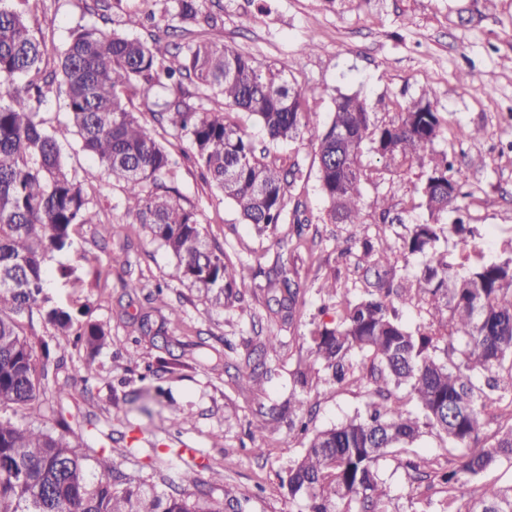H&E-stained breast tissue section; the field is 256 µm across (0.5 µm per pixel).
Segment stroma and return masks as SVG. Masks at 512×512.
<instances>
[{
    "mask_svg": "<svg viewBox=\"0 0 512 512\" xmlns=\"http://www.w3.org/2000/svg\"><path fill=\"white\" fill-rule=\"evenodd\" d=\"M93 0H41L29 17L44 43L45 64L57 65L71 32L78 26L100 24ZM203 12L224 24L223 40L237 51L275 67L298 87L318 88L314 110L327 123L337 93L365 97L379 117L388 101L419 96L431 87L439 112L454 123L483 128L478 139L456 143L453 136L440 148L455 150L459 177L474 199L469 221L481 232L486 259L499 256L512 239V0H203ZM154 13V23L144 16ZM162 0H122L112 16V29L131 37L149 38L154 27L171 24ZM316 39L314 52L300 46ZM470 72L474 81H462ZM166 147L179 165L167 177L174 197L195 211L210 243L219 245L236 263L261 266L239 288L244 300L227 309L206 302L174 276L175 260L153 242L138 220L127 214L124 193L105 169L75 142L62 143L61 152L75 169L98 211L100 225L75 229L73 245L49 255L46 266L53 291L75 312L104 323L110 338L87 360L84 352L59 355V335L41 320L33 330L51 346V369L41 397L43 424L57 415L85 431L93 448H106L128 476L149 481L165 476L180 486L187 465L197 468L194 493L220 500L225 487L247 497L246 512H302L281 478L303 451L302 438L288 425L287 414L259 417L260 404L287 407L290 373L311 359L301 340L310 319L331 324L336 310L320 292L323 282L360 294L368 265L361 252L340 258L337 239L350 233L390 245L398 266L418 274L421 260L402 252L393 227L384 224H330L319 190L317 162L307 138L279 145L283 161L303 164L304 175L294 193L305 201L311 217L314 248H300L295 257L298 278L306 291L300 318L287 322L275 315L262 288L264 272L277 259L278 243L287 239L291 224L258 234L244 224L233 204L203 177L186 157L188 142L166 136ZM422 180L420 167L388 175L363 188L366 198L384 195L396 207L413 195ZM137 291H129L130 283ZM164 284V303L150 311L147 297L155 284ZM180 319L166 323L169 307ZM150 313L156 335L133 331L131 323ZM279 336L277 354L260 356L258 337ZM270 371L262 388L245 384L242 373L253 368ZM309 428L324 429L365 409L362 390L319 383L309 394ZM263 455H256L255 447ZM388 487V512H428L441 498L437 489L415 482L397 456L380 464Z\"/></svg>",
    "mask_w": 512,
    "mask_h": 512,
    "instance_id": "stroma-1",
    "label": "stroma"
}]
</instances>
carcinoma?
Listing matches in <instances>:
<instances>
[{
  "label": "carcinoma",
  "mask_w": 512,
  "mask_h": 512,
  "mask_svg": "<svg viewBox=\"0 0 512 512\" xmlns=\"http://www.w3.org/2000/svg\"><path fill=\"white\" fill-rule=\"evenodd\" d=\"M11 2L5 7L0 0V512H245L242 500L227 490L224 500L202 503L122 475L112 455L83 453V435L63 418L54 429L1 415L7 409L30 417L41 411L49 365L38 360L37 338L25 323L37 316L53 324L63 353L74 347L92 355L109 337L105 325L79 320L52 296L44 265L47 253L71 246L74 227L100 223L60 152L59 141L72 133L81 150L122 185L127 213L176 259L177 279L227 308L242 300L236 285L245 281L244 269L209 244L197 214L170 194L164 178L176 161L156 128L128 108L130 97L147 98L168 87L176 93L153 113L155 122L186 138L194 163L243 222L260 233L285 220L293 224L288 253H279L266 284L290 321L304 304L291 262L308 244L306 205L291 192L302 168L297 161L284 166L266 147L257 149L227 115L253 116L271 144L309 135L331 224H365L369 216L376 224L394 223L389 199H366L363 185L387 172L427 166L410 206L424 209L428 219L401 238L403 251L423 258L420 275L402 272L390 247L362 240L373 280L355 298L345 288L327 287L339 309L336 323L315 324L305 336L318 368L300 364L290 373L294 392L310 388L319 374L340 388H360L366 411L314 431L300 421L304 452L281 481L306 502L307 512H386L379 462L429 431L451 451L408 458L404 466L414 480L441 486L439 512H461L457 492L512 460V426L483 443L486 426L501 409L502 385H512V240L488 261L475 227L442 222L471 194L452 175L455 157L435 149L452 125L438 111L434 92L426 88L396 103L387 121L378 120L360 95L339 94L322 126L311 119L317 90L296 88L283 79L284 69L264 67L224 44L218 18L203 14L200 0H173L178 25L147 41L81 25L50 69L28 21L39 0ZM202 24L216 36L197 38ZM53 86L63 96L66 120L49 128L40 108ZM216 98L221 106L206 104ZM372 157L384 166L373 165ZM448 233L468 249L460 264L438 248ZM401 306L426 314L427 325L408 327ZM409 401L418 413L406 409ZM466 512H512V486H483Z\"/></svg>",
  "instance_id": "obj_1"
}]
</instances>
